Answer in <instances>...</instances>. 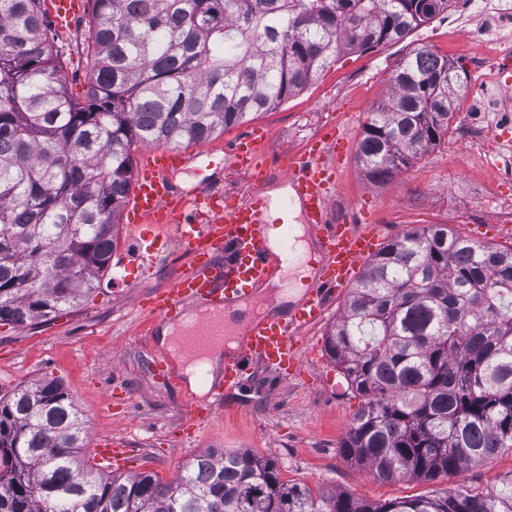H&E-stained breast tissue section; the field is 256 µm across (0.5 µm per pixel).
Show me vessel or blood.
<instances>
[{"mask_svg":"<svg viewBox=\"0 0 512 512\" xmlns=\"http://www.w3.org/2000/svg\"><path fill=\"white\" fill-rule=\"evenodd\" d=\"M81 0H48L47 12L56 27L68 28L80 13ZM334 139L321 140L309 151L287 160L281 181L291 189L280 201L282 212L299 208L304 236L316 245L314 254L299 248L294 225L279 226V247L271 249L268 238V201L252 194L240 202L224 198L210 185L190 190L179 188L173 171L194 163L198 155L178 148H149L140 161L130 197L135 224L128 231L137 249V260L126 262L127 280L141 283L140 263L153 262L169 253L172 244L193 259L189 271H176L164 285L154 289L149 312L159 323L178 322L180 350L192 359L222 348L224 375L211 381L208 371L199 378L209 385L206 404L189 405L190 420L212 416L224 403L227 392L245 385L254 362L285 371L297 359L293 336L297 328L320 320L325 298L357 279L370 256L374 230H356L351 224L334 223L331 193L335 187L326 154ZM256 130H244L226 148L240 166L248 184L269 180L259 153ZM223 263H216V256ZM317 262L318 274L288 314H278L283 286L277 285L283 265L302 268ZM204 308L203 318L182 322L189 304ZM97 456L109 470L125 468L130 448L121 438L99 437Z\"/></svg>","mask_w":512,"mask_h":512,"instance_id":"b4317fda","label":"vessel or blood"}]
</instances>
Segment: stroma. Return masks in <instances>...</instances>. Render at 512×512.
I'll list each match as a JSON object with an SVG mask.
<instances>
[{"mask_svg": "<svg viewBox=\"0 0 512 512\" xmlns=\"http://www.w3.org/2000/svg\"><path fill=\"white\" fill-rule=\"evenodd\" d=\"M91 9L76 24L58 31L69 94L83 98L92 47ZM429 45L448 57L465 78L468 94L459 104L448 137L411 161L382 185L369 183L357 162V147L369 112L385 100L394 71L415 47ZM468 33L448 25L447 15L413 31L403 41L341 54L307 88L279 107L248 117L245 126L204 141L207 156L174 172V183L189 188L212 182L224 194L245 198L248 185L225 147L243 127L263 130L260 154L278 188L283 157L304 152L315 135L336 127L339 151L329 152L335 193L331 214L343 224L381 226L383 240L432 224H445L476 242L503 247L501 214L512 208V170L499 166L512 125L497 113H477L472 91L485 86L488 69ZM485 128L484 145L474 150L461 135L474 119ZM108 268L90 301L47 325H0V396L45 376L61 378L87 421L90 437L125 439L133 450L128 475L157 474L169 481L178 464L196 455L246 450L273 461L282 480L333 488L368 502L433 495L460 486L489 489L512 472V450L487 463L422 482H381L345 459L340 448L361 405L341 370L325 352L326 334L347 298H330L321 320L300 328L297 366L287 375L257 370L247 385L224 398L222 409L192 431L185 409L189 384L170 386L154 377L150 363L164 353L161 325L141 306V291L116 281Z\"/></svg>", "mask_w": 512, "mask_h": 512, "instance_id": "1", "label": "stroma"}]
</instances>
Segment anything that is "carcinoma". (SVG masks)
<instances>
[{"instance_id":"1","label":"carcinoma","mask_w":512,"mask_h":512,"mask_svg":"<svg viewBox=\"0 0 512 512\" xmlns=\"http://www.w3.org/2000/svg\"><path fill=\"white\" fill-rule=\"evenodd\" d=\"M83 100L43 0H0V323L48 322L108 269L136 144H196L285 103L346 50L398 43L450 0H93ZM466 83L421 45L369 113L357 159L391 180L450 129ZM363 399L341 454L379 480L432 481L512 449V251L448 226L408 230L368 263L326 338ZM63 381L0 396V512H512L487 490L368 503L283 481L247 451L195 456L169 482L92 465Z\"/></svg>"}]
</instances>
